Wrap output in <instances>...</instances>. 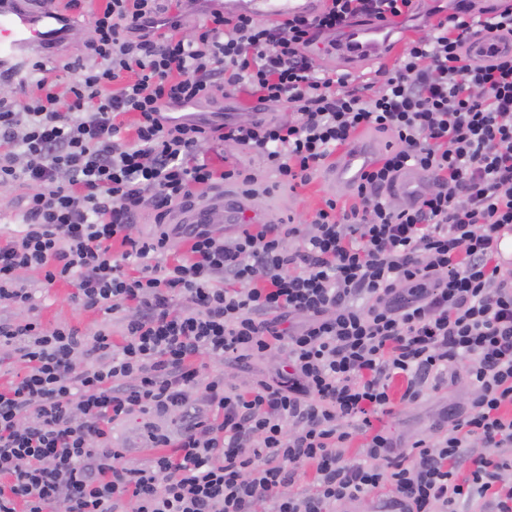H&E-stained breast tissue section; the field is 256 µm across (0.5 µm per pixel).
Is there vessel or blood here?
I'll list each match as a JSON object with an SVG mask.
<instances>
[{"mask_svg":"<svg viewBox=\"0 0 512 512\" xmlns=\"http://www.w3.org/2000/svg\"><path fill=\"white\" fill-rule=\"evenodd\" d=\"M318 6V0H224L225 12L264 19L311 14ZM64 36L60 13L26 6L24 0H0V77H15L33 51L54 46ZM392 37L387 29L358 24L346 31L338 47L347 58L359 60L380 53ZM466 48L477 60L487 62L492 58L493 49L512 50V39L504 41L477 35L467 42ZM373 160V154L350 147L333 174V184L340 190L352 188ZM425 182V173L416 168L408 169L397 180L398 192L404 200H415ZM249 211V204L226 196L185 209L177 214L175 221L179 224H239Z\"/></svg>","mask_w":512,"mask_h":512,"instance_id":"b4317fda","label":"vessel or blood"}]
</instances>
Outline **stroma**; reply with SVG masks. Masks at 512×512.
Wrapping results in <instances>:
<instances>
[{
	"label": "stroma",
	"mask_w": 512,
	"mask_h": 512,
	"mask_svg": "<svg viewBox=\"0 0 512 512\" xmlns=\"http://www.w3.org/2000/svg\"><path fill=\"white\" fill-rule=\"evenodd\" d=\"M425 17L399 21L395 34L383 54L370 60L351 61L337 50L320 45L313 56L317 64L325 71L350 74L356 83H379L382 71L393 69L405 44L420 36L425 24ZM74 34L57 47L37 50V57L42 58L47 66L58 67L61 82L72 78L71 72L65 70V63L77 60L86 51V44L93 36V29L88 17H74ZM210 161L224 159L226 165L238 166L254 175L255 181L250 186V202L264 208L269 216L283 218L295 224L308 223L315 211L324 205L329 197H337L339 205H351L353 199L348 195H337L336 188L328 178L326 171H318L311 181L296 188L281 183L278 177L268 170L260 155L240 153L235 144L224 146L223 154L209 153ZM24 278L35 290L33 309L17 308L9 305L0 306V318L14 322L30 318L39 319L45 327L52 328L59 324L69 325L79 331L84 338H91L101 328L109 329L114 341L122 339V324L119 315L102 310H86L72 303L69 296L71 286L58 283L44 286L39 271L29 270ZM207 371H220L224 374L226 384L244 386L253 380L263 378L271 382L283 379L278 357L265 356L261 359L225 363L215 359H205ZM472 391L467 383L465 371H458L438 389L425 390L423 396L414 403L399 408L394 415L384 418L383 423L395 437L400 446H407L418 438H433L443 424L447 413L460 409L469 403Z\"/></svg>",
	"instance_id": "obj_1"
}]
</instances>
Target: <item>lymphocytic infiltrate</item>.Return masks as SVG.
I'll return each mask as SVG.
<instances>
[{
  "mask_svg": "<svg viewBox=\"0 0 512 512\" xmlns=\"http://www.w3.org/2000/svg\"><path fill=\"white\" fill-rule=\"evenodd\" d=\"M199 2L63 0L94 27L75 80L61 85L34 59L23 99L0 97V185L27 189L20 234L0 240V303L31 306L21 275L37 269L124 322L117 344L104 328L87 340L0 320V347L21 363L0 390V512H336L367 497L394 512H512V270L495 249L512 228V53L469 56L470 8L455 0L364 95L321 72L312 49L357 21L392 27L422 0H322L276 21L226 15L215 0L183 35ZM244 87L256 99L247 122L168 117ZM271 106L291 119L266 120ZM130 112L131 139L120 120ZM366 128L397 147L363 174L349 209L329 199L309 224H242L232 237L165 221L198 187L253 183L205 159L213 141L260 154L296 187ZM410 168L428 176L412 206L395 194ZM145 208L164 223L138 235ZM175 238L185 253L171 255ZM273 351L288 374L275 386L232 387L199 363ZM462 361L467 411L397 452L374 418ZM136 413L154 453L131 465L112 426ZM170 418L177 432L162 427ZM309 465L314 492H292Z\"/></svg>",
  "mask_w": 512,
  "mask_h": 512,
  "instance_id": "obj_1",
  "label": "lymphocytic infiltrate"
}]
</instances>
